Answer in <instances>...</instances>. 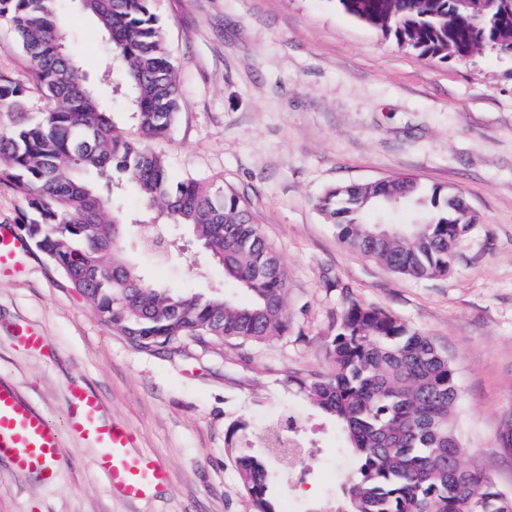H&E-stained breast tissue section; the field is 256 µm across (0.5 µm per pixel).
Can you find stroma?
<instances>
[{
    "instance_id": "stroma-1",
    "label": "stroma",
    "mask_w": 512,
    "mask_h": 512,
    "mask_svg": "<svg viewBox=\"0 0 512 512\" xmlns=\"http://www.w3.org/2000/svg\"><path fill=\"white\" fill-rule=\"evenodd\" d=\"M183 89L170 135L154 142L172 181L216 176L250 205L288 272V337L262 345L185 340L132 345L101 322L38 249L22 275L0 280V380L61 419L65 386L96 393L136 449L162 458L157 499L112 495L94 449L65 440L52 488L0 459V512H250L227 444L266 455L291 512H333L353 468L334 418L289 388V373L328 367L323 345L350 301L383 309L441 345L459 397L453 426L464 465L512 494V57L423 58L337 11L333 0H155ZM69 52L89 79L112 58L80 0H62ZM0 74L48 101L0 24ZM412 178L461 193L477 222L447 275L395 274L340 242L316 207L327 189ZM167 259L129 234L123 251L151 283L245 300L188 229L166 228ZM42 332L19 347L15 323ZM242 423L229 435L233 423ZM290 423L309 451L298 471L272 454L273 424Z\"/></svg>"
}]
</instances>
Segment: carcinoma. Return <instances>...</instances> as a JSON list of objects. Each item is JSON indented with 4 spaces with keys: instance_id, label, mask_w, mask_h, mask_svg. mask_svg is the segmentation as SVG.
Returning <instances> with one entry per match:
<instances>
[{
    "instance_id": "cac0c4a2",
    "label": "carcinoma",
    "mask_w": 512,
    "mask_h": 512,
    "mask_svg": "<svg viewBox=\"0 0 512 512\" xmlns=\"http://www.w3.org/2000/svg\"><path fill=\"white\" fill-rule=\"evenodd\" d=\"M112 50L101 79L124 91L140 140L112 120V98L96 95L66 48L59 0H0L33 81L52 102L36 120L0 135V183L21 194L26 237L49 259L102 322L153 349L183 339L201 344L264 343L290 332L288 274L246 200L214 182L170 179L166 158L146 145L174 127L182 88L151 0H81ZM336 9L422 57L442 60L494 46L512 52V0H335ZM22 83L0 75V108L22 111ZM136 187L153 223L190 228L195 242L246 290L235 302L147 282L121 254L124 220L114 189ZM397 196L424 217L396 224L398 234L369 238L365 211ZM339 240L394 273H448L468 234L465 199L411 178L328 189L316 203ZM328 369L293 373L288 386L334 417L345 432L354 474L336 512H512L503 492L477 468L458 465L460 440L451 415L458 398L447 354L396 316L358 302L336 315L325 340ZM250 512H284L264 457L228 449ZM457 465L448 467V458Z\"/></svg>"
}]
</instances>
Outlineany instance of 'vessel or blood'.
I'll list each match as a JSON object with an SVG mask.
<instances>
[{"mask_svg": "<svg viewBox=\"0 0 512 512\" xmlns=\"http://www.w3.org/2000/svg\"><path fill=\"white\" fill-rule=\"evenodd\" d=\"M27 255L23 238L0 225V275L23 272ZM67 435L96 449V466L122 497L151 499L164 489L168 481L164 462L133 454L134 433L105 417L91 391L68 386L64 421L59 424L36 409L14 385L0 381V457H8L17 474L55 484L59 478L55 463Z\"/></svg>", "mask_w": 512, "mask_h": 512, "instance_id": "vessel-or-blood-1", "label": "vessel or blood"}]
</instances>
